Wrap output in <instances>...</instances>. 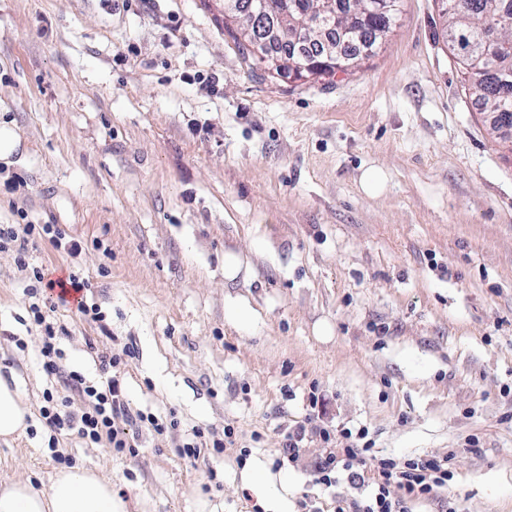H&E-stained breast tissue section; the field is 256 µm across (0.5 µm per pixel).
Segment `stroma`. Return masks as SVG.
Here are the masks:
<instances>
[{"label": "stroma", "mask_w": 512, "mask_h": 512, "mask_svg": "<svg viewBox=\"0 0 512 512\" xmlns=\"http://www.w3.org/2000/svg\"><path fill=\"white\" fill-rule=\"evenodd\" d=\"M440 0H401L360 68L271 75L214 0H0V224L48 241L28 269L0 251V373L25 433L0 440V484L46 491L61 465L112 482L124 512H334L319 448L279 463L284 431L367 428L379 454L449 457L448 489L414 512H512V147L492 139L445 36ZM382 190L365 193V170ZM242 261L224 276V257ZM88 280L59 309L66 369L119 358L134 451L39 410L66 390L41 367L32 270ZM318 406H311V397ZM232 448L192 459L202 430ZM20 146V137L14 127L6 121L0 120V161L8 163L9 158L17 153ZM47 235L52 247L59 254L75 256L82 250L81 244L75 239H68L65 233L57 229L54 224H0V250L12 247L17 253V260L21 268H27L26 260L29 245H36L37 240Z\"/></svg>", "instance_id": "obj_1"}]
</instances>
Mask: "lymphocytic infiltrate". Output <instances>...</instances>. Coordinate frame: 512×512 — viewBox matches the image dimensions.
Returning <instances> with one entry per match:
<instances>
[{"instance_id": "lymphocytic-infiltrate-1", "label": "lymphocytic infiltrate", "mask_w": 512, "mask_h": 512, "mask_svg": "<svg viewBox=\"0 0 512 512\" xmlns=\"http://www.w3.org/2000/svg\"><path fill=\"white\" fill-rule=\"evenodd\" d=\"M49 239L53 248L61 254L74 256L80 253L81 244L53 224H0V250L13 248L17 253L20 267H27L26 260L30 246L39 239ZM36 283L45 284L51 295L43 304H31L30 313L35 326L41 328L44 342L41 349L42 368L52 377L61 379L68 394L55 399L46 394V404L41 416L54 433L74 430L91 442H106L116 451L129 448L127 433L122 421L138 422L162 434L168 429L167 423L155 415L131 412L122 395L121 382L112 370L119 364L118 358H104L100 361L102 370L110 374L105 386L87 382L79 373L69 371L60 363V353L55 346L57 331L48 322L50 313L58 308L75 307L79 313H87L85 301L70 304L64 294L55 293V281L46 269L33 272ZM320 444L322 458L319 470L324 485L332 487L344 481L354 486H369L365 496L347 501L337 500L336 512H409L408 504L414 499L438 494L448 488L447 458H417L398 461L374 455L371 442L365 432L343 433L342 437L332 436L330 430L321 426L295 425L285 431L280 457L291 463L299 462L309 444ZM372 470V479H365V470Z\"/></svg>"}]
</instances>
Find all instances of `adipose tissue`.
Returning <instances> with one entry per match:
<instances>
[{"label":"adipose tissue","instance_id":"1","mask_svg":"<svg viewBox=\"0 0 512 512\" xmlns=\"http://www.w3.org/2000/svg\"><path fill=\"white\" fill-rule=\"evenodd\" d=\"M23 393L16 380L0 376V438L10 439L28 427ZM0 512H122L112 484L97 473L73 466L58 472L48 492L14 482L0 489Z\"/></svg>","mask_w":512,"mask_h":512}]
</instances>
